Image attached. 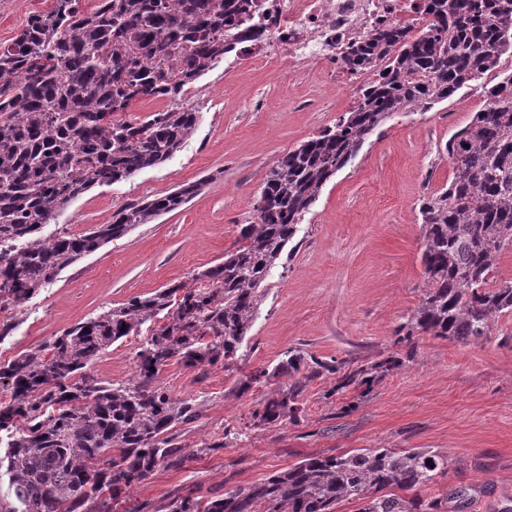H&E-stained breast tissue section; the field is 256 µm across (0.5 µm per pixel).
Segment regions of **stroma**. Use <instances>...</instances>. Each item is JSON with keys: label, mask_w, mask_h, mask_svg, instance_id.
<instances>
[{"label": "stroma", "mask_w": 512, "mask_h": 512, "mask_svg": "<svg viewBox=\"0 0 512 512\" xmlns=\"http://www.w3.org/2000/svg\"><path fill=\"white\" fill-rule=\"evenodd\" d=\"M52 6L0 0V43ZM480 95L469 84L427 111L397 115L331 178L298 224L291 258L271 269L270 294L231 369H212L204 379L178 364L162 371L174 397L201 409L197 420L176 428L192 459L179 470L156 468L134 488L133 502L157 506L186 490L205 496L260 482L324 453L433 448L457 465L425 496L461 489L470 496L464 512H512V316L500 317L477 343L420 335L407 344L395 336L419 305L424 283L419 200L447 183L452 163L440 144L470 122ZM184 103L201 122L181 151L131 180L92 188L43 232L111 223L128 204L198 180L202 190L84 258L25 303L13 336L0 343V359L222 261L252 217L269 168L336 124L356 97L325 90L310 73L243 65L208 72ZM140 342L130 336L112 344L93 372L128 382ZM291 348L344 362L349 372L387 358L400 365L382 373L365 397L353 386L338 389V375L315 379L303 393L299 422L253 427V412L290 379H264L243 393L238 387Z\"/></svg>", "instance_id": "35a3bbf8"}]
</instances>
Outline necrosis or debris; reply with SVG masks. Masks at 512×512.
<instances>
[{
	"label": "necrosis or debris",
	"mask_w": 512,
	"mask_h": 512,
	"mask_svg": "<svg viewBox=\"0 0 512 512\" xmlns=\"http://www.w3.org/2000/svg\"><path fill=\"white\" fill-rule=\"evenodd\" d=\"M257 20L259 39L241 40L229 67L240 62L291 67L310 60L327 88L352 89L336 55L338 43L366 37L378 25L418 28L428 17L423 0H268Z\"/></svg>",
	"instance_id": "necrosis-or-debris-1"
}]
</instances>
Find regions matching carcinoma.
<instances>
[{
	"label": "carcinoma",
	"mask_w": 512,
	"mask_h": 512,
	"mask_svg": "<svg viewBox=\"0 0 512 512\" xmlns=\"http://www.w3.org/2000/svg\"><path fill=\"white\" fill-rule=\"evenodd\" d=\"M0 45V343L13 312L66 269L140 224L188 203L202 182L182 185L118 211L80 234L45 224L95 186L155 168L193 137L200 113L180 101L253 31L258 0H53ZM429 24L415 31L381 25L340 60L352 75L377 67L357 104L332 127L283 154L269 169L251 221L224 260L79 322L41 346L0 361V512H448L466 492L424 497L448 474V456L430 448L314 455L250 485L203 497L189 490L151 511L123 494L163 465L190 460L174 428L200 415L158 382L172 363L205 378L239 357L297 225L323 187L394 115L421 111L476 83L492 101L451 135L448 183L419 200L424 289L397 327L417 335L477 342L512 315V280L499 278L512 249V75L492 86L486 72L512 49V0H426ZM169 105L143 119L121 118L138 100ZM143 336L134 378L100 379L92 366L112 344ZM382 364L342 375L362 385ZM342 369L289 350L270 377L293 382L266 398L255 426L296 422L307 383Z\"/></svg>",
	"instance_id": "1"
}]
</instances>
